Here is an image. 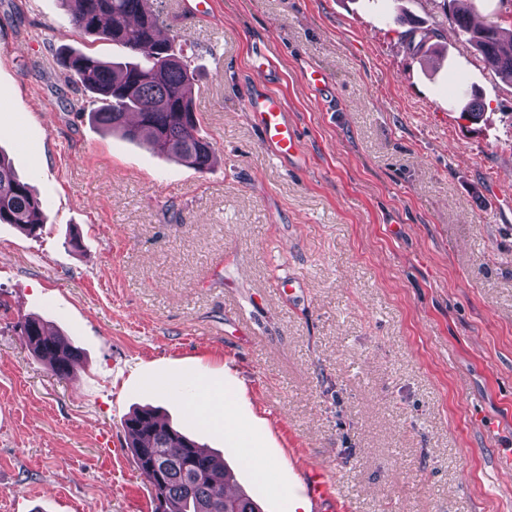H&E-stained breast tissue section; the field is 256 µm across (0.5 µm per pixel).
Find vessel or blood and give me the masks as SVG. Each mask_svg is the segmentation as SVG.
<instances>
[{"mask_svg": "<svg viewBox=\"0 0 512 512\" xmlns=\"http://www.w3.org/2000/svg\"><path fill=\"white\" fill-rule=\"evenodd\" d=\"M244 109L250 113L265 142L277 154L288 158L298 153L299 139L295 125L278 94L263 90L251 92L244 100ZM306 490L310 498L319 504L335 497L333 483L322 471L309 474Z\"/></svg>", "mask_w": 512, "mask_h": 512, "instance_id": "obj_1", "label": "vessel or blood"}]
</instances>
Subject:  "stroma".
<instances>
[{"label": "stroma", "mask_w": 512, "mask_h": 512, "mask_svg": "<svg viewBox=\"0 0 512 512\" xmlns=\"http://www.w3.org/2000/svg\"><path fill=\"white\" fill-rule=\"evenodd\" d=\"M192 2L155 5L196 49L205 173L72 111L58 54L120 47L79 37L61 0H0V152L47 214L35 236L0 224V512H155L138 407L262 512H314L319 469L347 512H512V83L442 0ZM401 8L435 52L411 53ZM259 87L298 157L243 110ZM32 316L76 349L70 377L26 347ZM203 380L236 393L264 476L186 411ZM244 109L277 154L288 158L300 151L295 125L278 94L263 90L251 92L244 100Z\"/></svg>", "instance_id": "obj_1"}]
</instances>
